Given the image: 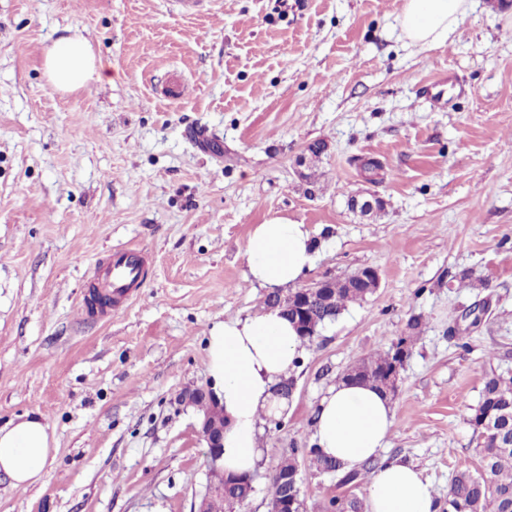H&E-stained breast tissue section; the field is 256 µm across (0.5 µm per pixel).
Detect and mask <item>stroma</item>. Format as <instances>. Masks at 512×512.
Listing matches in <instances>:
<instances>
[{"label": "stroma", "mask_w": 512, "mask_h": 512, "mask_svg": "<svg viewBox=\"0 0 512 512\" xmlns=\"http://www.w3.org/2000/svg\"><path fill=\"white\" fill-rule=\"evenodd\" d=\"M402 6L0 0V423L35 415L55 439L34 486L0 474V512H194L207 448L179 396L210 386L212 324L263 310L244 249L276 216L313 232L302 286L364 267L381 284L304 343L284 423H261L263 467L233 512H269V475L311 447L322 397L414 316L379 458L415 465L439 501L478 468L472 410L488 374L512 377V0H472L428 51L408 45ZM72 35L111 74L62 94L44 54ZM175 80L193 92L166 98ZM368 158L385 167L373 182ZM364 193L384 200L377 217L350 210ZM129 245L141 285L87 315L95 268ZM297 464L304 512L367 496Z\"/></svg>", "instance_id": "obj_1"}]
</instances>
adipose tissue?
I'll return each mask as SVG.
<instances>
[{
	"instance_id": "obj_1",
	"label": "adipose tissue",
	"mask_w": 512,
	"mask_h": 512,
	"mask_svg": "<svg viewBox=\"0 0 512 512\" xmlns=\"http://www.w3.org/2000/svg\"><path fill=\"white\" fill-rule=\"evenodd\" d=\"M468 4L469 0H405L402 32L412 45L434 48L455 31ZM44 66L50 84L63 92L106 76L102 59L79 35L54 42L45 53ZM244 255L247 280L273 293L297 283L312 268L314 241L307 225L272 217L254 226ZM302 352L298 331L276 310L211 326L207 366L226 420L225 471L251 473L260 467L259 423L262 416L285 410L274 387L292 373ZM393 426L388 398L371 386L342 382L320 403L313 443L323 455L353 470L380 453ZM53 445L48 425L38 417L21 416L0 425V473L13 486L34 485ZM367 505L369 512H437L422 472L398 460L384 463L372 475Z\"/></svg>"
}]
</instances>
